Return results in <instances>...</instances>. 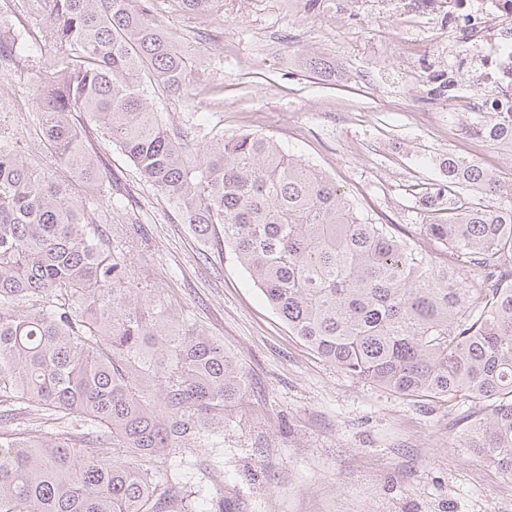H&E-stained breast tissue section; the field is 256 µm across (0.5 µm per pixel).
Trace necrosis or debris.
<instances>
[{"mask_svg": "<svg viewBox=\"0 0 512 512\" xmlns=\"http://www.w3.org/2000/svg\"><path fill=\"white\" fill-rule=\"evenodd\" d=\"M402 12L419 21L440 15L449 43L472 35L463 70L475 80L472 104L485 112H512V0H405Z\"/></svg>", "mask_w": 512, "mask_h": 512, "instance_id": "necrosis-or-debris-1", "label": "necrosis or debris"}]
</instances>
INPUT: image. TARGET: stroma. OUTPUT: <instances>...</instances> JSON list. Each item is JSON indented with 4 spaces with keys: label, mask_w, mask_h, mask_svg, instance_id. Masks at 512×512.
I'll list each match as a JSON object with an SVG mask.
<instances>
[{
    "label": "stroma",
    "mask_w": 512,
    "mask_h": 512,
    "mask_svg": "<svg viewBox=\"0 0 512 512\" xmlns=\"http://www.w3.org/2000/svg\"><path fill=\"white\" fill-rule=\"evenodd\" d=\"M154 13L193 59L187 91H157L170 128L272 137L324 171L374 223L415 236L419 198L443 176L436 160L468 156L499 182L512 158L469 135L471 79L436 95L431 69L454 49L433 24L414 28L359 14L353 0H224L221 17L190 15L178 0ZM328 62L319 75L308 56ZM0 71V127L57 180H71L39 138L29 73ZM86 146L101 169L93 199L112 253L127 260L128 287L172 304L180 324L219 339L242 366L246 396L227 411L224 445L184 449L178 494L195 512H512V476L465 431L476 406L395 394L324 361L268 305L217 237L202 239L173 203L96 130ZM123 207L110 209L111 198Z\"/></svg>",
    "instance_id": "stroma-1"
}]
</instances>
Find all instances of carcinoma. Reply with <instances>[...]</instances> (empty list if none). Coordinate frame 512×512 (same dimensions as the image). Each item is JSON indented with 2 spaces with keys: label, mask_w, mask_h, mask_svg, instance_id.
I'll use <instances>...</instances> for the list:
<instances>
[{
  "label": "carcinoma",
  "mask_w": 512,
  "mask_h": 512,
  "mask_svg": "<svg viewBox=\"0 0 512 512\" xmlns=\"http://www.w3.org/2000/svg\"><path fill=\"white\" fill-rule=\"evenodd\" d=\"M44 20L33 104L51 156L90 187L100 168L82 112L167 196L183 223L223 246L290 332L327 362L396 394L479 403L475 447L512 474V185L452 153L421 198L443 245L374 224L322 171L272 138L171 129L153 94L190 86L192 58L151 0H26ZM219 14L224 0H181ZM32 47L0 37V69ZM472 132L512 143V115ZM480 189L493 202L462 197ZM96 208L10 146L0 129V404L48 428L75 419L86 443L0 418V512H190L154 470L217 445L246 376L224 345L185 329L152 294L125 287Z\"/></svg>",
  "instance_id": "carcinoma-1"
}]
</instances>
